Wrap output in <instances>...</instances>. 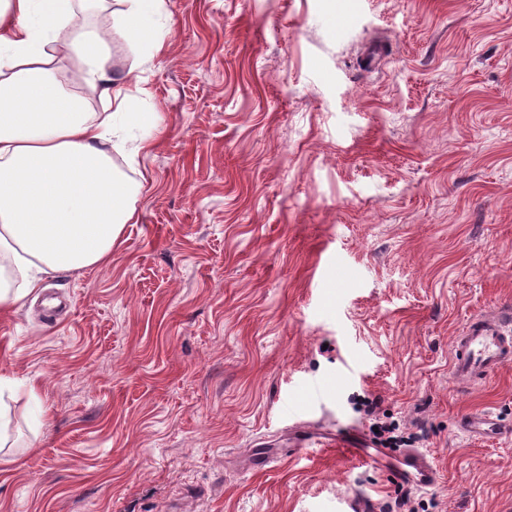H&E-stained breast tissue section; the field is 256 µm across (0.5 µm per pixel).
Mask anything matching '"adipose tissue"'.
Listing matches in <instances>:
<instances>
[{
    "mask_svg": "<svg viewBox=\"0 0 512 512\" xmlns=\"http://www.w3.org/2000/svg\"><path fill=\"white\" fill-rule=\"evenodd\" d=\"M165 0H114L113 31L70 25L75 0H0V311L21 306L45 275L106 264L124 225L137 221L141 182L127 179L113 154L135 160L137 128L155 129L137 111L136 67L112 70L113 33L159 52ZM86 66L88 83L114 111H91L57 77L61 51ZM23 276L14 286L6 268Z\"/></svg>",
    "mask_w": 512,
    "mask_h": 512,
    "instance_id": "obj_1",
    "label": "adipose tissue"
}]
</instances>
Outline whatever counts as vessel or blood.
Returning <instances> with one entry per match:
<instances>
[{"label": "vessel or blood", "mask_w": 512, "mask_h": 512, "mask_svg": "<svg viewBox=\"0 0 512 512\" xmlns=\"http://www.w3.org/2000/svg\"><path fill=\"white\" fill-rule=\"evenodd\" d=\"M512 364V312L498 311L489 316L471 320L461 336L455 337L451 356L453 374L468 382L487 380L493 373ZM498 428L497 420L489 414H469L463 424L471 435L488 436ZM294 447H329L340 449L348 458L366 466L380 465L389 453L371 448L357 431L349 430L329 440H321L309 433L295 436ZM396 485L425 489L437 482V469L428 454L408 449L390 471Z\"/></svg>", "instance_id": "1"}]
</instances>
